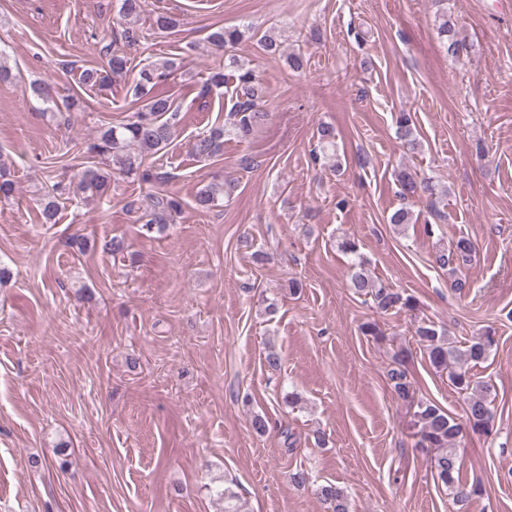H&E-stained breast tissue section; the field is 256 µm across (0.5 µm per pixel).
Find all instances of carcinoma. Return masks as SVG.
Segmentation results:
<instances>
[{"instance_id": "cac0c4a2", "label": "carcinoma", "mask_w": 512, "mask_h": 512, "mask_svg": "<svg viewBox=\"0 0 512 512\" xmlns=\"http://www.w3.org/2000/svg\"><path fill=\"white\" fill-rule=\"evenodd\" d=\"M251 28L248 26L224 27L212 32L209 40L219 49L235 46L250 36ZM439 33L450 40L448 51L453 54L462 49V44L455 39V29L448 15H443L439 25ZM101 52L107 57L104 70L91 69L85 71L84 80L87 83L101 85L112 81L114 77L127 74L130 64L129 57L119 51L110 50L105 45ZM178 68L176 59L166 57L161 60L145 63L137 73L134 85V94L142 101L141 108L125 123L112 125L101 132L88 150L100 158L101 165L85 169L80 176L79 189L90 193V197L100 199L110 198L112 194V171L110 161L117 160L126 177L148 182L158 180L150 170L143 167L146 158L160 152L171 142L174 135V120L177 109L174 102L167 96L155 92L158 83L174 73ZM225 68L231 72L237 82L241 95L230 109L232 121L222 127L210 131L196 139L193 152L201 158L216 156L224 143V136H233L239 140L249 138L254 130L268 117V113L258 107V100L262 98L261 83L255 71L247 68L234 57L228 58ZM401 138L414 147L417 140L414 137L412 120L409 114L400 113L398 120ZM318 145L322 149L336 148V128L328 123H322L317 128ZM398 184L403 195L407 197L433 194L429 182L419 179L418 173L413 169H404L398 174ZM235 185L224 181H212L197 191L196 205L209 209L217 203L232 195ZM149 204L143 213L145 218L142 228L150 232L155 228H162L167 218L181 210V201L165 194L148 196ZM41 215L45 222L54 221L58 211L57 187L44 193L40 200ZM474 251L473 242L461 237L453 243L448 251H442L436 256V262L442 266L466 263ZM364 263L355 264L357 270L351 275L350 284L356 293L367 296L381 314L402 309L413 310L416 301L413 297L389 288L366 275ZM418 340L429 350V360L435 369L448 371L451 384L466 394L465 424L472 432L488 435L492 431V416L484 395V386L474 380L468 371V365L478 364L488 358L496 344L495 336L486 332L474 338L463 349L448 345V339L443 331L436 328L432 322H421L415 330ZM388 379L392 390L404 402L414 401V391L408 380L407 371L401 368H392L388 371ZM417 423L420 425L418 435L422 442L431 448L439 449L434 459V468L438 481L454 493V497L465 499L469 492L457 484L455 473L460 469V457L455 449L457 439L462 434V428L447 411L430 402H417L415 411ZM320 497L332 507V512H349L346 497L343 491L333 484L323 485L318 489Z\"/></svg>"}]
</instances>
